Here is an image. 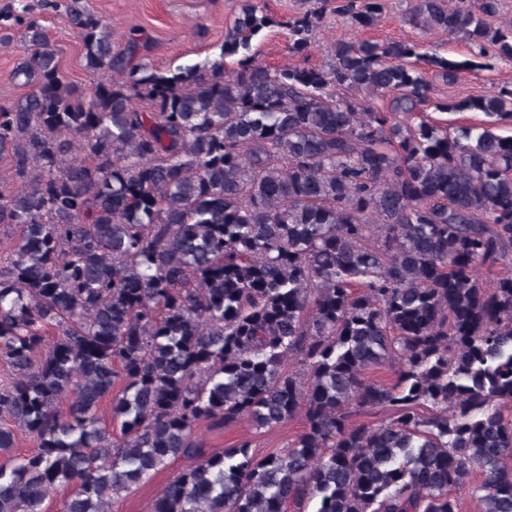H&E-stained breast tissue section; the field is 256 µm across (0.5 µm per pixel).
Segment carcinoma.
I'll use <instances>...</instances> for the list:
<instances>
[{
  "mask_svg": "<svg viewBox=\"0 0 512 512\" xmlns=\"http://www.w3.org/2000/svg\"><path fill=\"white\" fill-rule=\"evenodd\" d=\"M497 2L415 0L410 20L512 59ZM49 7L3 17L34 90L0 108V451L19 432L35 448L0 466V512L60 487L62 512H108L178 457L195 464L153 512H462L475 475L479 512H512V136L427 119L421 64L448 81L454 64L339 41L325 68L272 71L252 40L276 24L302 55L318 16L243 0L220 50L236 69L156 72L72 0L87 67L112 74L85 96L34 17ZM379 8L338 10L369 27ZM457 108L512 121V88ZM298 413L261 458L195 439Z\"/></svg>",
  "mask_w": 512,
  "mask_h": 512,
  "instance_id": "cac0c4a2",
  "label": "carcinoma"
}]
</instances>
